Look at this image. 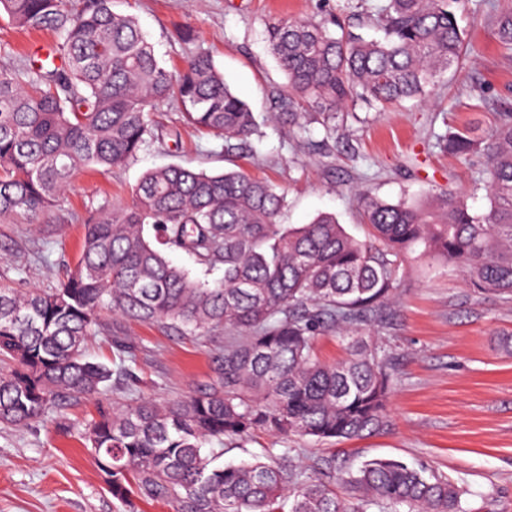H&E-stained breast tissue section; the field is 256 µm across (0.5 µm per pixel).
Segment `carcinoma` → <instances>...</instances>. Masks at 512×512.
<instances>
[{
	"label": "carcinoma",
	"instance_id": "carcinoma-1",
	"mask_svg": "<svg viewBox=\"0 0 512 512\" xmlns=\"http://www.w3.org/2000/svg\"><path fill=\"white\" fill-rule=\"evenodd\" d=\"M111 0H0V16L21 30L56 36L45 58L0 68V221L36 218L59 201L75 169L102 174L148 144L178 136L154 123L153 107L178 99L194 129L224 140L230 153L258 124L207 53L173 71L156 56L139 21ZM459 0H380L372 23L381 37L345 29L340 16L281 19L268 43L286 88L274 117L306 128L363 102H424L443 74L459 67L465 34ZM494 37L512 53V0L493 6ZM439 148L486 158L489 207L470 212L441 191L426 200L387 202L360 195L371 238L351 236L329 212L310 223H279L286 196L244 171L211 174L181 165L147 171L132 200L89 212L80 254L50 288L20 292L0 284V424L60 414L75 399L105 396L113 375L132 369L89 357L91 336L112 334L107 311L179 334L215 328L241 333L213 358L208 384L158 404L136 398L101 406L84 432L112 496L135 492L173 512H467L448 478L395 459L347 472L349 497L329 482L304 480L259 459L213 466L204 445L238 443L262 430L314 442L353 441L385 429L395 385L389 351L363 332L390 325L388 306L412 254L457 268L466 284L512 301V111L498 113L488 137L447 129ZM182 251L214 282L191 276L166 251ZM347 340L334 363L318 337Z\"/></svg>",
	"mask_w": 512,
	"mask_h": 512
}]
</instances>
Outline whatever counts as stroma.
I'll return each mask as SVG.
<instances>
[{
    "instance_id": "obj_1",
    "label": "stroma",
    "mask_w": 512,
    "mask_h": 512,
    "mask_svg": "<svg viewBox=\"0 0 512 512\" xmlns=\"http://www.w3.org/2000/svg\"><path fill=\"white\" fill-rule=\"evenodd\" d=\"M338 2L112 0L114 11L138 19L167 66L210 52L234 93L261 117L262 136L228 153L223 140L184 127L176 101L162 103L154 119L180 130L179 144L145 146L106 175L78 170L56 216L38 218L41 232L15 224L0 236V279L19 289L54 285L59 269L77 259L88 210L130 202L146 171L170 164L208 172L243 170L284 192L288 208L282 223L306 224L330 212L360 240L370 232L358 204L361 191L396 201L452 190L462 193L472 212H484L489 201L479 185L483 157L461 160L436 148L435 141L449 126L485 137L503 104H512V56L497 46L490 20L476 25L470 13L459 15L468 41L463 65L473 77L477 105L459 98L448 73L427 102L407 101L383 111L360 104L341 112L332 136L314 113L303 130L283 119L264 122L270 91L286 84L269 51L268 25L308 17ZM187 26L195 35L190 42L178 36ZM51 42L48 34L0 21V68L19 65ZM389 312L391 326L382 341L395 358L399 380L387 429L341 443L258 432L224 447L217 466L269 456L315 479L330 457L348 468L394 458L447 475L465 490L471 512H512V346H503L504 340L512 342V305L475 292L456 270L412 259ZM120 326V337L133 352L130 367L140 380L134 392L113 386L111 396L121 402L136 396L173 399L205 384L215 349L230 336L225 329L180 336L135 320ZM64 416L62 426L52 414L25 425H0V512H172L161 502L135 498L123 504L112 497L81 438L86 424L99 417L95 401L70 402Z\"/></svg>"
}]
</instances>
